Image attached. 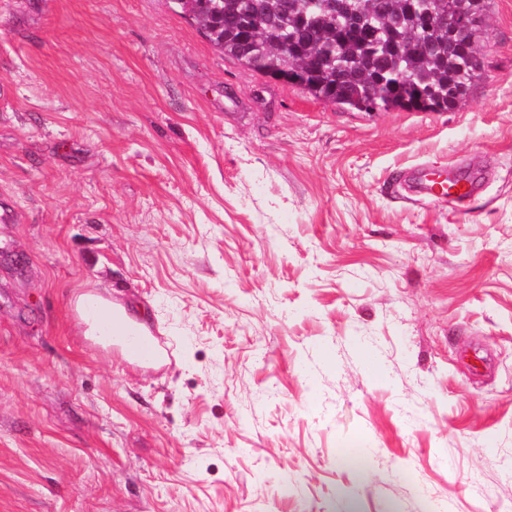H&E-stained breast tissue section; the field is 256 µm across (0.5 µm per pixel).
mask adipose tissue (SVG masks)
<instances>
[{
    "instance_id": "obj_1",
    "label": "adipose tissue",
    "mask_w": 512,
    "mask_h": 512,
    "mask_svg": "<svg viewBox=\"0 0 512 512\" xmlns=\"http://www.w3.org/2000/svg\"><path fill=\"white\" fill-rule=\"evenodd\" d=\"M80 320L86 335L111 342L113 337L142 334L147 330L143 306L125 307L94 293L78 298Z\"/></svg>"
}]
</instances>
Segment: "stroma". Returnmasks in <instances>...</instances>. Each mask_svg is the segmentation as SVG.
I'll use <instances>...</instances> for the list:
<instances>
[{
	"instance_id": "stroma-1",
	"label": "stroma",
	"mask_w": 512,
	"mask_h": 512,
	"mask_svg": "<svg viewBox=\"0 0 512 512\" xmlns=\"http://www.w3.org/2000/svg\"><path fill=\"white\" fill-rule=\"evenodd\" d=\"M477 59L456 110L352 112L171 0H0V512L512 503V0ZM91 291L170 359L85 337ZM475 190V180L470 175L460 173L457 177L436 171H429L424 175L420 184L421 198H446L449 202L462 203L470 197Z\"/></svg>"
}]
</instances>
